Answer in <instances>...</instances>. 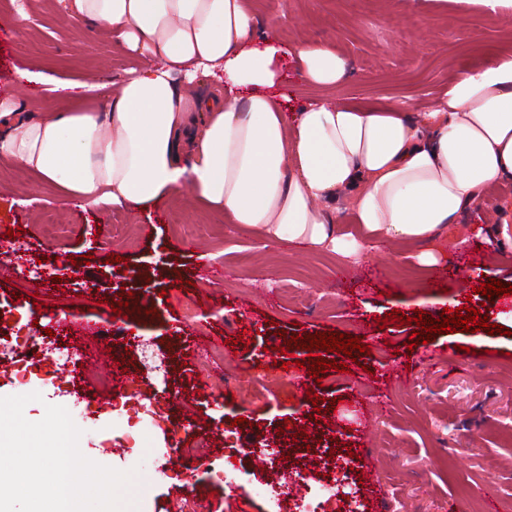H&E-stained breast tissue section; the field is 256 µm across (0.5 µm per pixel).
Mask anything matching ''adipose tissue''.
Masks as SVG:
<instances>
[{"mask_svg":"<svg viewBox=\"0 0 512 512\" xmlns=\"http://www.w3.org/2000/svg\"><path fill=\"white\" fill-rule=\"evenodd\" d=\"M64 2L70 20L143 61L102 110L83 107L86 81L54 82L66 110L34 115L20 97H0V163L56 183L65 202L144 211L187 191L270 240L342 254L414 242L433 267L437 239L512 179L511 54L456 76L428 111L397 99L288 112L271 93L278 54L294 53L305 78L326 87L350 63L320 42L253 47L249 0ZM218 70L224 82L207 96L191 90L198 74ZM339 201L360 236L340 232Z\"/></svg>","mask_w":512,"mask_h":512,"instance_id":"obj_1","label":"adipose tissue"}]
</instances>
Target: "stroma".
<instances>
[{
	"label": "stroma",
	"instance_id": "stroma-1",
	"mask_svg": "<svg viewBox=\"0 0 512 512\" xmlns=\"http://www.w3.org/2000/svg\"><path fill=\"white\" fill-rule=\"evenodd\" d=\"M27 31L0 0V94L20 95L31 112L67 107L22 73L96 79L95 104L136 67L101 34L79 27L53 0H24ZM258 39L325 41L352 71L333 87L307 83L293 58L279 61L286 110L311 101L378 102L407 98L429 107L458 73L512 49V13L489 15L475 0H254ZM512 225V179L470 208L459 233L440 240L460 275L419 263L417 245L387 244L351 257L269 243L226 223L190 194L158 213L64 202L52 182L0 168V397L40 393L28 420L60 405L87 417L80 440L87 458L138 469L135 512H265L262 498L215 482L207 465L224 453V432L243 445L244 478L265 477L267 452L289 451L280 470L292 480L319 477L330 448H352L350 477H337L341 512H477L481 487H497V512H512V295L482 301L489 279L512 285V242L494 217ZM21 234L7 238L8 229ZM61 277L63 289L52 280ZM149 305L147 316H111L113 302ZM483 307L505 334H438L407 348L412 327H378L385 313ZM92 321L96 336L60 330L55 315ZM116 325L117 339L104 335ZM362 338L350 372L316 382L300 366L283 377L285 336L314 333ZM248 335L235 360L223 339ZM71 348L55 360L50 344ZM113 350L128 360V386L112 385L111 366L91 356ZM323 399L314 407L306 393ZM287 427L289 439L278 435ZM181 454H173L175 445ZM191 473L190 488L173 479ZM377 477V497L368 483Z\"/></svg>",
	"mask_w": 512,
	"mask_h": 512
}]
</instances>
